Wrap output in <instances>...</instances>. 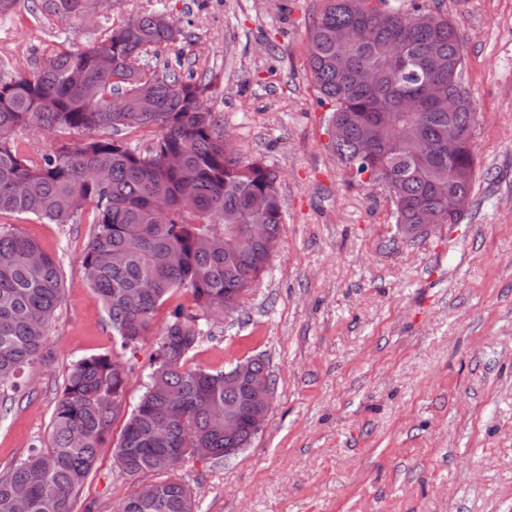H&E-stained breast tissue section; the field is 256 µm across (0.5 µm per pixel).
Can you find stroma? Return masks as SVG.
<instances>
[{
    "label": "stroma",
    "instance_id": "1",
    "mask_svg": "<svg viewBox=\"0 0 512 512\" xmlns=\"http://www.w3.org/2000/svg\"><path fill=\"white\" fill-rule=\"evenodd\" d=\"M21 0L0 17V74L59 44L86 46L141 7L167 10L209 82L224 132L279 174V245L237 311L210 322L190 355L204 369L262 356L275 380L266 422L223 460L173 471L197 512H512V0H443L465 45L480 123L464 219L415 238L398 230L379 185L348 182L327 150L330 104L307 65L322 0H108L89 23ZM15 226L60 264L68 288L43 361L0 410V473L48 445L71 366L113 348L83 275L86 224ZM152 341L122 353V407L75 512H117L134 482L113 466L144 391Z\"/></svg>",
    "mask_w": 512,
    "mask_h": 512
}]
</instances>
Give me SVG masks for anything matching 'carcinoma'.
I'll return each mask as SVG.
<instances>
[{"label": "carcinoma", "mask_w": 512, "mask_h": 512, "mask_svg": "<svg viewBox=\"0 0 512 512\" xmlns=\"http://www.w3.org/2000/svg\"><path fill=\"white\" fill-rule=\"evenodd\" d=\"M323 0L307 33L308 66L321 100L333 105L329 126L349 134L329 148L357 184L390 182L391 211L407 235L424 211L438 223L448 204L434 183L466 200L474 153L465 139L448 147V125L470 131L477 109L465 78L462 41L448 15L411 0ZM42 12L82 18L84 0H41ZM367 40L342 43L343 30ZM178 23L157 9L140 11L86 48L59 45L31 69L0 76V218L33 216L47 224H78L86 204L93 224L83 255L85 282L97 293L120 351L152 335L157 311L175 293L191 295L202 315L179 304L155 341L144 392L115 445L128 476L167 473L189 457L224 459L257 434L249 383L274 381L266 362L241 359L224 369L187 366L203 329L200 317L236 308L264 273L284 223L278 174L248 159L224 135L211 106L210 83L158 69L157 51L178 43ZM458 99L453 115L444 104ZM156 110L140 112L142 97ZM419 109L409 115L407 99ZM59 138L50 153L33 154L21 135ZM154 132L146 147L128 136ZM429 140L420 157L410 146ZM266 227L262 239L240 224ZM66 282L57 260L10 224H0V386L20 389L23 370L44 358ZM128 370L119 355L77 361L55 403L47 447H32L0 475V512H74L114 420V401ZM241 415L237 436H224V411ZM118 512H195L183 482L165 477L150 496L135 488Z\"/></svg>", "instance_id": "obj_1"}]
</instances>
